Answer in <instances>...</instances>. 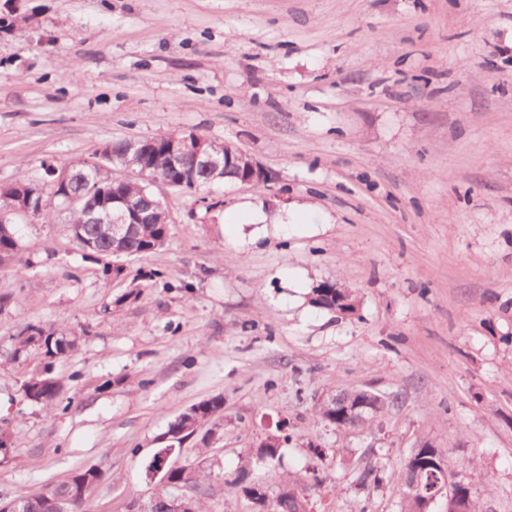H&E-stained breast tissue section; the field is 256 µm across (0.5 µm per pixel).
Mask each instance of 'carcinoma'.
<instances>
[{"label":"carcinoma","mask_w":512,"mask_h":512,"mask_svg":"<svg viewBox=\"0 0 512 512\" xmlns=\"http://www.w3.org/2000/svg\"><path fill=\"white\" fill-rule=\"evenodd\" d=\"M179 137L177 133L163 134L146 139H135L111 142V155L113 162L122 165V157L127 153L130 144L140 148L146 165L152 168L160 180L172 178L179 185V190L189 193H201L212 182L208 174L196 163L191 156H185L177 165H172L166 150V141ZM68 190L75 196L84 198L86 207L77 208L70 212V227L73 239L77 245L90 258L107 257L114 259V264L103 266V274L107 278H118L124 272V265L119 263L122 258L139 255L160 249L166 245L171 235V224L167 210L159 203L156 193L140 180L134 171H128L124 176L116 177V181L99 176V165L95 162L83 161L68 167ZM26 176L0 184V212L3 213L4 222H0V252H6L11 260H16L20 250L19 239L16 233V224L23 217L11 213V207H28L27 216H50L47 210V199L52 197V190L40 193L29 202L22 197L20 188L31 187ZM131 201L141 207L148 216L145 224H136L128 237L120 242H113L106 234V228L98 224V203L112 196ZM312 302L322 308L336 310V290L333 288L317 287L313 289ZM18 350L30 347H39L44 350L46 357L56 358L74 348L76 340L70 334L40 326L28 324L16 336ZM31 380L40 384L35 393V402L46 407L53 405L60 391V382L51 376L50 368L43 373L31 377ZM371 397L373 409L364 414V419L354 420L352 417L337 420L336 429L344 432L363 431L371 425L375 418L389 408L398 404V398H385L366 389L351 391V398L359 400ZM224 397H212L181 414L169 425V433L184 439L194 435L206 425H217L223 420ZM430 441L425 440L420 447L414 449L403 462L402 470L412 466H425L430 462L437 449L429 447ZM281 448L280 437L270 436L260 445L255 454H247L241 458L239 472L241 479L238 484L246 489L245 479L247 469L253 460L263 461L271 465L279 458ZM169 481L173 482L171 488L156 494L151 500L148 512H167V504L175 495V489L190 490V497L195 500L197 512H203L202 498L208 488L202 485V470L192 464L170 465ZM100 479V472L94 468L82 469L74 472L71 477L62 483H48L37 492L26 494L27 512H44L48 501L52 499L68 498L71 500L72 512H83V506ZM307 487L293 476L275 477V485L271 488L270 500L266 504V512H308L309 500Z\"/></svg>","instance_id":"1"}]
</instances>
